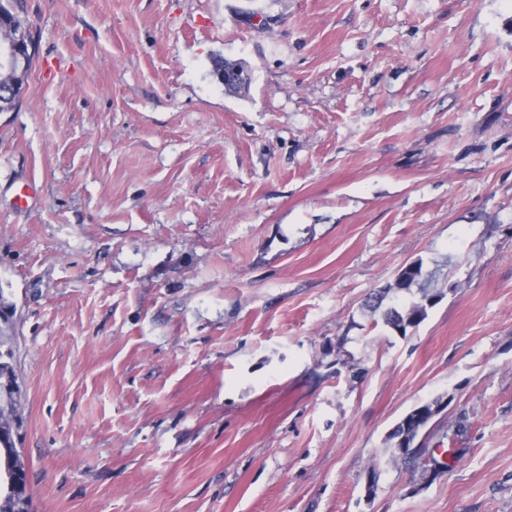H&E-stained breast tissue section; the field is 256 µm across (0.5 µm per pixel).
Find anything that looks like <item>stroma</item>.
<instances>
[{
    "label": "stroma",
    "instance_id": "obj_1",
    "mask_svg": "<svg viewBox=\"0 0 512 512\" xmlns=\"http://www.w3.org/2000/svg\"><path fill=\"white\" fill-rule=\"evenodd\" d=\"M9 3L32 512H512V0ZM415 261L402 336L366 304ZM439 396L427 483L387 438ZM32 49L29 33L24 29L17 30L9 41L0 44V73L5 72L8 76H11L10 90L8 91L10 98H19L22 94L23 86L15 77H19L26 72ZM31 65L24 75L23 83Z\"/></svg>",
    "mask_w": 512,
    "mask_h": 512
}]
</instances>
